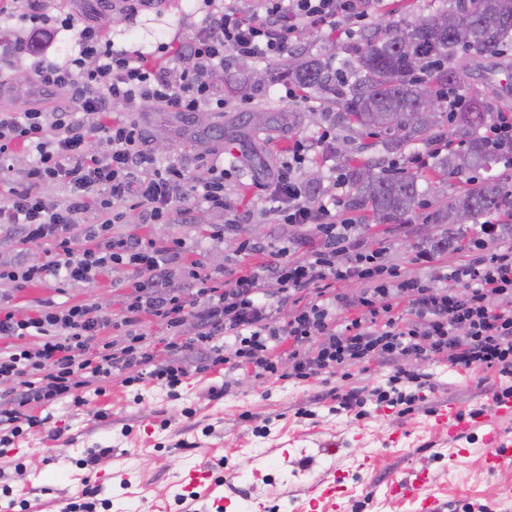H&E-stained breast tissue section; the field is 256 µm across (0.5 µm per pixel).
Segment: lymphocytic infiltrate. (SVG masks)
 Returning a JSON list of instances; mask_svg holds the SVG:
<instances>
[{"instance_id":"f902f5d3","label":"lymphocytic infiltrate","mask_w":512,"mask_h":512,"mask_svg":"<svg viewBox=\"0 0 512 512\" xmlns=\"http://www.w3.org/2000/svg\"><path fill=\"white\" fill-rule=\"evenodd\" d=\"M263 21L245 18L234 8L205 22L200 31L172 52L181 66L179 79L167 68L143 56L110 48L98 27L78 32V55L64 63L41 59L34 67L44 89L73 91L75 110L46 113L38 109L0 113V169L9 168L17 153L31 162L6 194H0V230L20 234L22 242L54 241L58 257L38 266L0 268V282L23 287L33 281L94 282L112 262L128 260L138 266L128 310L147 314L177 328L185 316L201 324L200 340L209 346L212 364L251 366L256 375H276L271 352L291 341L288 374L305 381L371 360L394 364L395 370L372 392L377 403L391 407L411 405L424 391L434 390L433 376L404 367L408 358L428 356L461 370L480 368L498 376L499 397L512 398V246L503 247L502 228L484 221L467 250L478 258L448 273V287L436 288L418 275L387 278L380 250L353 239L350 220H337L325 204L311 197L301 180V166L312 146L295 141L291 162L277 174L266 202L277 204L284 221L314 225L322 244L302 261L280 254L260 272L230 279L228 287L198 282V301L162 293L167 277L164 262L152 245L142 241L106 242L89 247L96 232L124 221L119 205L134 197L143 223L166 224L177 200L185 196L188 171L179 158L159 161L148 149L140 124L113 118V107L136 100L169 112L193 114L212 98L211 78L223 67L225 55L273 63L283 58L299 26L319 28L338 19L365 20L368 0H267ZM98 114L95 126L80 115ZM53 128L55 137L45 135ZM229 169L212 164L208 177L194 189L198 201L228 211L231 223L243 216L224 195ZM63 185L64 202L49 200L43 186ZM94 212L95 227H83V216ZM279 285L280 301L299 304L286 325L271 319L274 301L263 289L264 275ZM358 282L355 296L337 292V285ZM409 299L411 316L398 321L391 315L392 300ZM356 309L344 328L336 326V312ZM112 315L96 305H74L57 312L44 309L33 317L19 316L0 302V337L37 333L36 350L15 349L0 355V376L19 381L18 390L0 397V446H10L21 428L41 429L48 417L32 414L69 397L85 404V392L101 394L112 372L134 366L148 368L149 378L175 387L186 375L177 361L153 364L142 346L120 351L94 350L100 333L111 327ZM231 340L230 347L217 342Z\"/></svg>"}]
</instances>
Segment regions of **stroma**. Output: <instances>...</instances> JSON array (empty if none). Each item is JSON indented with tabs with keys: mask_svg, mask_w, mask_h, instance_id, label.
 Here are the masks:
<instances>
[{
	"mask_svg": "<svg viewBox=\"0 0 512 512\" xmlns=\"http://www.w3.org/2000/svg\"><path fill=\"white\" fill-rule=\"evenodd\" d=\"M234 5L246 17L258 21L265 15V0H148L138 14L105 11L100 0H39L38 8L51 18L72 16L76 27L59 30L53 42L58 61L74 55L78 27L100 26L114 48L132 54L153 55L159 66L170 63L158 53L160 43L179 44L196 34L209 13ZM30 0H0V76L8 80L7 97H0V112H20L31 107L45 112L72 109L71 91L42 90L32 75L37 45L26 39L21 16ZM444 0H375L367 24L341 21L338 28H301L290 51L340 67L344 45L360 40L399 21L435 13ZM501 57L508 69H493L491 60L459 58L465 70L463 95L484 92L495 81L503 95L497 111L512 110V50ZM278 64L229 58L212 77L214 92L226 105L207 111L206 123L196 116L167 112L133 102L116 107L115 116L140 122L151 146L164 143L179 155L191 176L203 178L209 163L224 160L236 170L226 183L229 201L245 212V224L256 228L255 239L267 251H284L287 258L304 259L320 237L309 228L283 224L279 212L254 208L253 202L268 193L293 142H313L303 165V178L319 176V197L335 196L337 216L353 221L351 234L369 245L383 247L384 262L400 275L437 276L453 270L466 253L448 248L439 251L432 267L416 263L420 249L439 241L446 225L433 224L431 208L425 207L404 224H367L360 211L349 208V185L338 184L342 160L316 140L332 128L334 140H347L353 156L371 158L382 167L394 165L428 177L433 167L431 145L408 144L402 153H387L381 138L367 136L337 125L334 111L313 94L308 105L297 107L285 97L286 79ZM250 75L247 93L236 84ZM226 211L195 204L189 219L173 213L170 223H141L138 211L128 221L113 225L112 239L153 240L166 251V288L186 300L196 297L194 273L223 280L230 270H258L263 254L241 250V227L229 224ZM244 224V225H245ZM223 230V241L211 239ZM138 275L135 266L119 263L106 269L96 282L46 281L10 289L11 304L19 313L49 306L61 311L76 304H100L112 313L114 326L104 336L113 348L130 343L131 332L144 334V347L155 361L168 352L164 321L144 316L135 328L123 323L129 286ZM197 328H179L178 340L185 349L180 357L191 373L169 396L164 386L138 382L139 368L114 373L104 394L91 397L87 406L74 407L70 400L50 406L48 430L16 439L6 457H0V486H12L14 496L27 499L29 512H63L71 497L82 489L86 471L81 461L92 448L111 454L96 467L102 488L96 512H180L176 495L197 490L193 512H313L305 488L324 476H344L343 512H414L409 502L387 496L388 483L411 469L426 468L430 491L443 501L468 512L469 505L497 500L500 485L512 484V462L501 471L485 472L479 456L485 443V427L472 430L464 447L468 458L449 461L452 446L447 434L433 427L432 415L447 404L462 413L490 406L498 389L495 378L479 369L454 370L430 358L416 361L421 371L433 374L437 386L417 410L401 416L384 409L366 417L333 413L328 385L313 380H266L252 371L224 367L197 371L204 347L195 345ZM223 388L212 397L211 388ZM375 462L362 469L363 459ZM196 469L217 470L222 485L190 487L187 475Z\"/></svg>",
	"mask_w": 512,
	"mask_h": 512,
	"instance_id": "stroma-1",
	"label": "stroma"
}]
</instances>
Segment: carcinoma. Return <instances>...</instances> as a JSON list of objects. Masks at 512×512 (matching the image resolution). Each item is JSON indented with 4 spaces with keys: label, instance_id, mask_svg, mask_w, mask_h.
I'll use <instances>...</instances> for the list:
<instances>
[{
    "label": "carcinoma",
    "instance_id": "1",
    "mask_svg": "<svg viewBox=\"0 0 512 512\" xmlns=\"http://www.w3.org/2000/svg\"><path fill=\"white\" fill-rule=\"evenodd\" d=\"M461 16L453 30L438 28L434 19L443 14ZM512 42V0H448V7L413 22L395 24L391 30L346 48V67L358 76L344 90L343 71L318 59L288 60V83L302 90H320L336 105V122L368 135L381 136L387 149L400 152L412 142H435L441 128L443 99L462 83L454 65L458 54L493 58ZM426 93L438 111L419 122V94ZM457 147L435 159L432 178L443 193L448 179L488 172L512 155V145L497 148L482 133L495 122L491 101L474 95L459 112L448 116ZM344 175L353 194L350 206L364 211L376 224H402L423 206L418 176L386 170L371 159L348 158ZM512 217V190L498 175L485 177L472 188L451 196L435 212L437 224L463 225L483 217Z\"/></svg>",
    "mask_w": 512,
    "mask_h": 512
}]
</instances>
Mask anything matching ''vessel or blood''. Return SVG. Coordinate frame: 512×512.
I'll return each mask as SVG.
<instances>
[{
  "mask_svg": "<svg viewBox=\"0 0 512 512\" xmlns=\"http://www.w3.org/2000/svg\"><path fill=\"white\" fill-rule=\"evenodd\" d=\"M512 419V398H504L493 402L486 415L480 416L477 423L487 426L485 435L486 447L481 461L487 471L494 472L506 464L508 455L512 454V437L501 431L497 423L501 420ZM474 423V424H477ZM474 424L464 423L458 419L455 406L440 409L434 415V428L447 433L450 439L461 440ZM428 481L426 470L413 471L409 475L392 479L388 485V493L399 499H408L416 503L417 512H445V505L439 499L424 492ZM338 478H322L311 484L306 493L312 503H324L325 512H338Z\"/></svg>",
  "mask_w": 512,
  "mask_h": 512,
  "instance_id": "b4317fda",
  "label": "vessel or blood"
}]
</instances>
